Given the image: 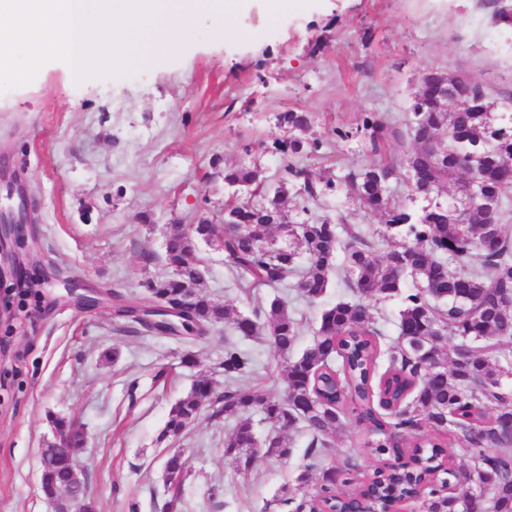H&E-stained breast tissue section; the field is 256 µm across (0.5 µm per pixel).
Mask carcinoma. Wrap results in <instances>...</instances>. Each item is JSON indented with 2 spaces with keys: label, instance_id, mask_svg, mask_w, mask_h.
<instances>
[{
  "label": "carcinoma",
  "instance_id": "obj_1",
  "mask_svg": "<svg viewBox=\"0 0 512 512\" xmlns=\"http://www.w3.org/2000/svg\"><path fill=\"white\" fill-rule=\"evenodd\" d=\"M496 23H512V5L485 0ZM462 78L437 71L426 73L409 106V136L413 148L398 160L378 161L349 171L341 182L313 179L294 165L270 182L251 159L249 148L237 165L224 171V184L247 196L224 204V259L236 280L249 288H280L306 257L295 288L307 303L323 298L333 275L342 276L353 299L341 300L321 314L317 336L297 358L291 357L300 323L279 297L264 311L238 314L233 335L268 341L283 358L284 396L259 385L239 386L248 372L251 354L230 337L224 338V392L214 396L210 382L196 381L191 392L171 409L164 434L177 436L202 408L237 417L224 439V456L238 476L250 475L262 458H287L292 443L287 432L300 429L309 437L315 460L332 450L331 440L353 416L365 447L383 457L366 471L353 464L340 471L326 468L313 491L284 499L294 512H322L350 502L358 512H388L392 503L420 487L421 512H465L462 493L453 491L461 479L468 489L489 492L492 512H512V228L503 222V208L512 198V89L492 103L474 84L463 87L464 107L450 111L433 96L435 84ZM288 138H276L272 148L291 156L316 153L317 139L301 136L310 126L306 112L278 116ZM363 130L371 150L382 154L392 129L376 112L364 113ZM448 139V156L426 149L436 138ZM416 168L428 170L430 189H409L427 205L411 210L393 202L391 180ZM454 201H439L447 188ZM304 201L324 191L344 190L381 219L375 234L328 219L288 221L280 225L288 240L270 236L275 219L286 212L288 191ZM495 208L490 223L473 210V195ZM214 224L199 222L169 235L164 264L171 274L148 281L152 306L134 321L150 331L198 342L210 325L227 319V312L197 294L188 311L181 310L183 283L201 273L195 240H209ZM386 244L380 259L377 242ZM397 298L398 336L386 340L376 327L374 303ZM273 429L259 441L253 416ZM456 440L471 448L477 463L459 470L444 448ZM66 470L55 467L41 474L46 491L63 482ZM353 483L357 491L342 498L337 484Z\"/></svg>",
  "mask_w": 512,
  "mask_h": 512
}]
</instances>
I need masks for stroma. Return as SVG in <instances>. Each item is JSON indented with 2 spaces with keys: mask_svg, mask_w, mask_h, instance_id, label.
Masks as SVG:
<instances>
[{
  "mask_svg": "<svg viewBox=\"0 0 512 512\" xmlns=\"http://www.w3.org/2000/svg\"><path fill=\"white\" fill-rule=\"evenodd\" d=\"M234 25L237 35L218 39L203 26L157 59L80 83L51 60L30 83L0 92V175L24 191L37 254L60 276L22 297L0 281V301L18 314L0 323V512H48L40 450L60 416L86 434L77 470L94 512H287L280 499L300 476L314 485L322 467L377 463L351 423L322 467L308 468V438L295 430L292 455L261 460L246 481L224 456L235 417L206 409L180 436L165 435L172 406L197 380L223 392L230 326L214 323L191 346L117 307L149 305L146 281L169 273L161 260L169 225L222 220L225 167L248 154L276 178L285 158L270 145L287 134L280 113L312 117L307 135L323 145L299 160L311 176L343 175L374 160L355 132L363 113L404 127L428 71L464 76L492 102L512 87V27L492 23L477 0H288L274 21L266 0H247ZM288 208L370 230L380 224L342 192L308 203L292 194ZM198 252L202 294L251 314L254 301L217 243H199ZM66 277L100 289V302L82 308ZM277 295L302 320L298 355L322 310L348 297L333 283L315 305L290 288L262 293ZM241 345L256 365L240 385L260 380L280 393L279 354L254 339ZM189 351L191 366L182 362ZM175 454L185 463L178 484L165 474Z\"/></svg>",
  "mask_w": 512,
  "mask_h": 512,
  "instance_id": "1",
  "label": "stroma"
}]
</instances>
